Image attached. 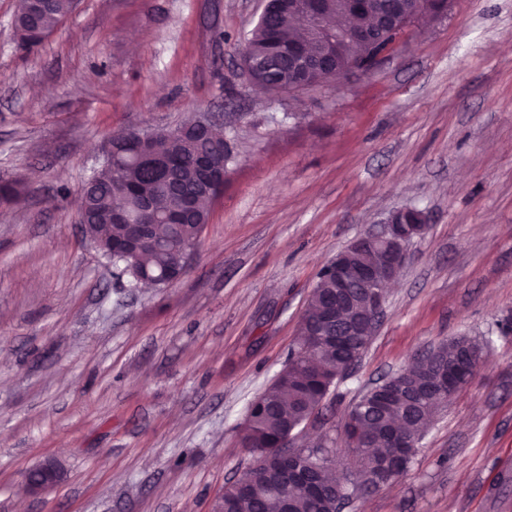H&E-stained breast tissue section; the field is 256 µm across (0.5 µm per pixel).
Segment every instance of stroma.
Wrapping results in <instances>:
<instances>
[{
  "instance_id": "stroma-1",
  "label": "stroma",
  "mask_w": 512,
  "mask_h": 512,
  "mask_svg": "<svg viewBox=\"0 0 512 512\" xmlns=\"http://www.w3.org/2000/svg\"><path fill=\"white\" fill-rule=\"evenodd\" d=\"M263 0H79L19 52L0 0V512H213L250 465L248 407L318 272L405 207L423 233L361 361L297 432L350 464L349 405L425 347L483 358L406 475L343 512H512V0H454L344 90L269 95L241 72ZM224 116L235 163L186 274L139 288L76 204L107 137ZM62 481L30 494L45 459Z\"/></svg>"
}]
</instances>
